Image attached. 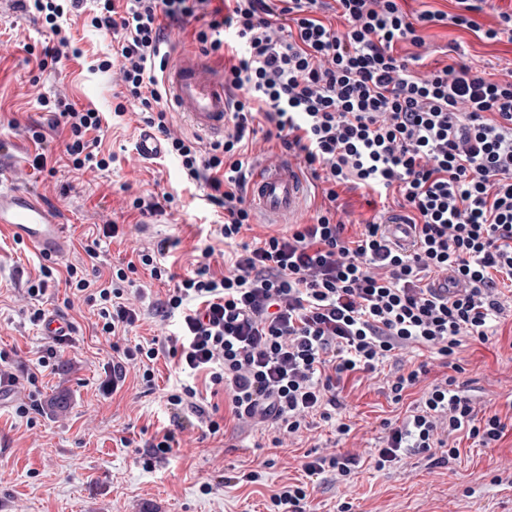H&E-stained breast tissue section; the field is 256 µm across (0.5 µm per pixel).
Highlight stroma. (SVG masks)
Wrapping results in <instances>:
<instances>
[{
    "instance_id": "stroma-1",
    "label": "stroma",
    "mask_w": 512,
    "mask_h": 512,
    "mask_svg": "<svg viewBox=\"0 0 512 512\" xmlns=\"http://www.w3.org/2000/svg\"><path fill=\"white\" fill-rule=\"evenodd\" d=\"M66 23L80 58L39 63L38 53L53 44L49 30L19 0H0V182L35 191L63 212L70 236L66 262L82 257L79 243L96 225L113 222L122 225L125 236L107 243L109 261L130 258L142 239H175L179 245L166 261L177 273H186L215 242L206 228L214 216L204 190L182 184L176 161L161 157L131 164L143 127L138 114L110 120L102 141L103 151L115 157L108 170H72L64 154V127L45 131L54 147V172L31 167L35 145L28 129L44 122V101L108 113L122 89L119 68H92L111 53L112 34L84 26L75 16ZM419 33L431 67L447 63L446 50L454 44L488 78L512 62V43H489L473 32L439 25L421 27ZM149 192L179 195L180 206L146 217L133 212L132 199ZM141 223L146 231H138ZM38 261L32 248L0 232V350L8 353L18 377L0 400V512H267L272 489L285 481H305L304 456L317 448L355 453L362 460L349 481L315 482L306 512H339L345 502L352 503V512H512L511 434L487 448L460 439L459 458L442 465L412 451L385 470L370 466L364 453L375 447L384 421L403 417L422 394L416 388L403 402L393 403L380 377L348 383V438L337 437L324 423L308 440L275 448L256 429L213 438L188 424L179 434L180 448L145 466L134 447L170 424L163 391L175 381L174 365L157 361L154 390L141 388L130 376L117 394L104 398L98 387L113 351L97 335L90 307L78 301L66 308L68 292L60 287L48 291L43 307L66 311L76 331L71 344L58 352L55 371L36 373L34 363L47 341L23 313L22 294ZM458 358L479 408L490 414L512 412V312L505 313L498 335L487 342L464 340ZM32 372L37 375L33 381L28 378ZM30 402L36 410L18 416L17 406ZM124 437L133 440V447H122ZM257 468L260 482L242 481L243 473ZM221 474L240 482L200 493L203 478Z\"/></svg>"
}]
</instances>
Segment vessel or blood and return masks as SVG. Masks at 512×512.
I'll use <instances>...</instances> for the list:
<instances>
[{"label": "vessel or blood", "mask_w": 512, "mask_h": 512, "mask_svg": "<svg viewBox=\"0 0 512 512\" xmlns=\"http://www.w3.org/2000/svg\"><path fill=\"white\" fill-rule=\"evenodd\" d=\"M169 100L198 133L223 137L229 126L228 96L220 76L198 54H179L165 73ZM307 186L294 161L264 163L254 169L247 198L269 223L296 222ZM0 228L21 238L47 259L69 251L67 226L58 209L28 190L0 186Z\"/></svg>", "instance_id": "vessel-or-blood-1"}]
</instances>
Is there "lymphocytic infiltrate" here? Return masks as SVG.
Masks as SVG:
<instances>
[{
	"mask_svg": "<svg viewBox=\"0 0 512 512\" xmlns=\"http://www.w3.org/2000/svg\"><path fill=\"white\" fill-rule=\"evenodd\" d=\"M227 2L222 9L212 0H94L84 22L113 34L112 54L97 68L121 72L115 116L138 104L183 183L204 188L221 210L214 234L233 253L206 247L181 276L164 261L175 247L165 239L104 275L97 269L102 241L120 231L103 225L101 237L82 241L78 262L61 270L42 263L28 278L31 322L43 321L40 302L61 284L93 308L103 336L127 335L148 317L172 321V334L139 339L107 362L102 394L120 390L131 371L154 388V365L165 357L178 374L166 399L175 413L195 416L213 437L229 418L241 430L265 425L276 448L322 421L349 436L341 394L353 375L424 349L447 372L430 378L423 362L389 375L393 401L419 385L424 391L402 420L385 423L370 452L375 469L411 450L447 463L460 455L459 434L485 447L500 442L508 424L480 414L465 395L456 354L464 339L488 340L512 308V295L499 286L512 282V66L492 79L461 57L427 70L423 55L402 56L396 47L424 46L421 23L512 43V12L486 27L476 19L486 0H456V13L429 11L416 20L400 0ZM80 3L23 0L55 38L47 50L54 59L80 54L60 24ZM193 20L202 54L231 57L223 73L230 128L220 141L177 128L163 83L172 54L164 25ZM48 124L68 129L74 169H109L112 159L100 150L102 113L68 105ZM274 140L320 202L309 222L257 236L246 182L259 162L254 146ZM342 187L383 201L398 194L408 244L376 221L346 237ZM141 271L167 285L164 298L148 300L136 287ZM437 276L447 279L448 295L435 289ZM200 375L209 396L196 385ZM219 394L230 416H221Z\"/></svg>",
	"mask_w": 512,
	"mask_h": 512,
	"instance_id": "obj_1",
	"label": "lymphocytic infiltrate"
}]
</instances>
